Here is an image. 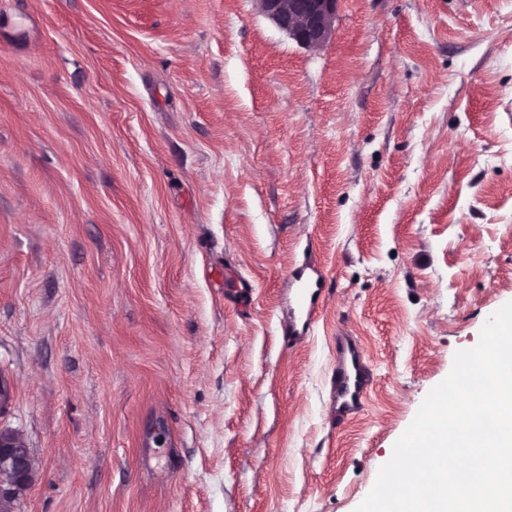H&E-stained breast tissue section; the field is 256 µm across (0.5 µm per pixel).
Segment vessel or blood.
Segmentation results:
<instances>
[{
  "mask_svg": "<svg viewBox=\"0 0 512 512\" xmlns=\"http://www.w3.org/2000/svg\"><path fill=\"white\" fill-rule=\"evenodd\" d=\"M326 278V271L308 255L289 269L280 317L287 344L301 343L314 333L326 302ZM334 353L329 407L332 421L340 424L365 411L373 374L358 336L338 333Z\"/></svg>",
  "mask_w": 512,
  "mask_h": 512,
  "instance_id": "obj_1",
  "label": "vessel or blood"
}]
</instances>
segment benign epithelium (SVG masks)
<instances>
[{
	"label": "benign epithelium",
	"mask_w": 512,
	"mask_h": 512,
	"mask_svg": "<svg viewBox=\"0 0 512 512\" xmlns=\"http://www.w3.org/2000/svg\"><path fill=\"white\" fill-rule=\"evenodd\" d=\"M341 0H257L259 12L298 44L322 48L334 33ZM39 466L23 437L0 428V512H14Z\"/></svg>",
	"instance_id": "benign-epithelium-1"
}]
</instances>
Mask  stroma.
Masks as SVG:
<instances>
[{
	"mask_svg": "<svg viewBox=\"0 0 512 512\" xmlns=\"http://www.w3.org/2000/svg\"><path fill=\"white\" fill-rule=\"evenodd\" d=\"M510 301L512 0H341L319 50L256 0H0L17 512H355ZM342 330L376 378L338 427ZM326 278V271L310 255L289 269L280 317L288 345L301 343L314 333L326 302Z\"/></svg>",
	"mask_w": 512,
	"mask_h": 512,
	"instance_id": "obj_1",
	"label": "stroma"
}]
</instances>
